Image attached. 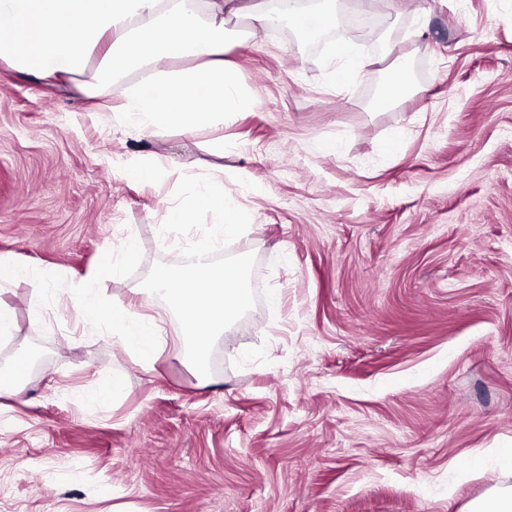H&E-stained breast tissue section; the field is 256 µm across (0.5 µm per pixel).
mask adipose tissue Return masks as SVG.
Wrapping results in <instances>:
<instances>
[{"instance_id":"adipose-tissue-1","label":"adipose tissue","mask_w":512,"mask_h":512,"mask_svg":"<svg viewBox=\"0 0 512 512\" xmlns=\"http://www.w3.org/2000/svg\"><path fill=\"white\" fill-rule=\"evenodd\" d=\"M279 3L272 12L229 8L225 0H0V14L11 17L0 28V64L85 97L131 68L141 80L125 87L118 110L140 129L207 128L227 109L249 104L237 69L224 60L225 12L246 13L255 31L277 20L322 29L334 19L333 0H319L308 12L296 0ZM195 95L199 106L186 112V99ZM96 285L91 278L80 290L82 321L107 320L127 349L154 364L165 350L154 321L121 303L103 311Z\"/></svg>"}]
</instances>
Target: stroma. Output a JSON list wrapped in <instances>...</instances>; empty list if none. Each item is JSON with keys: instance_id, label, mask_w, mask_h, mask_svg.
Returning <instances> with one entry per match:
<instances>
[{"instance_id": "obj_1", "label": "stroma", "mask_w": 512, "mask_h": 512, "mask_svg": "<svg viewBox=\"0 0 512 512\" xmlns=\"http://www.w3.org/2000/svg\"><path fill=\"white\" fill-rule=\"evenodd\" d=\"M226 29L255 104L202 131L113 111L133 70L86 98L0 66V255L31 270L0 291V367L33 355L0 398V512H467L512 447V0H336L318 44ZM344 39L370 64L335 87ZM399 54L421 68L377 108ZM135 158L158 176L130 180ZM217 166L259 299L204 378L162 300L151 367L76 301L108 254L104 305L138 304L181 259L159 228L182 175ZM29 351L24 345L19 346L16 352L13 368L10 373H0V396H11L19 391L20 381L24 374L18 375V366L21 363H27Z\"/></svg>"}]
</instances>
